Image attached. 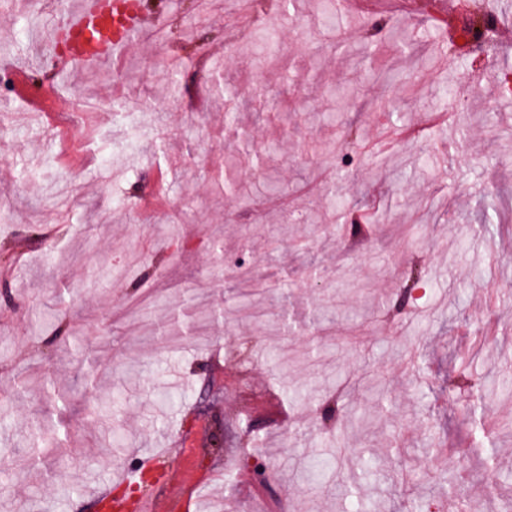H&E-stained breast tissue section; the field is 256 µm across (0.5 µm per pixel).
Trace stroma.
Returning a JSON list of instances; mask_svg holds the SVG:
<instances>
[{
	"instance_id": "stroma-1",
	"label": "stroma",
	"mask_w": 512,
	"mask_h": 512,
	"mask_svg": "<svg viewBox=\"0 0 512 512\" xmlns=\"http://www.w3.org/2000/svg\"><path fill=\"white\" fill-rule=\"evenodd\" d=\"M296 4L286 23L278 0H160L116 73L69 67L38 40L64 23L52 2L33 14L0 0V66L61 79L85 116L0 90V512H103L126 488L119 473L152 455L135 497L159 512H339L354 489L369 512L512 503V481L492 480L512 474V97L492 88L512 38L492 57L441 49L427 0L412 24L402 0L338 26L320 0ZM261 28L280 40L277 64ZM396 30L416 45L376 80L374 50ZM217 72L267 106L242 102L226 127ZM446 86L466 90L463 106L441 99ZM336 87L353 106L337 111ZM116 96L128 116L101 110ZM186 97L195 111L174 107ZM443 110L451 122L428 125ZM397 111L425 132L387 151ZM157 177L166 203L132 220L130 199ZM358 209L377 222L355 234ZM240 262L258 282L248 308ZM413 265L430 283L404 305ZM464 356L475 389L454 395ZM42 437L56 447L28 464ZM321 454L336 468L308 482Z\"/></svg>"
}]
</instances>
